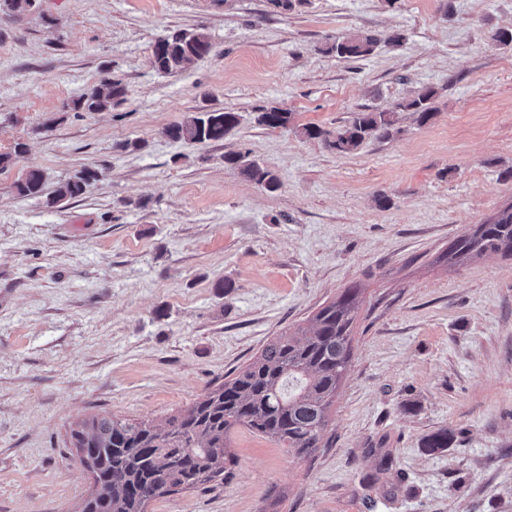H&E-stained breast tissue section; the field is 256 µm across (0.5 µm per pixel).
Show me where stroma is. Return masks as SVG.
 I'll return each instance as SVG.
<instances>
[{"label":"stroma","mask_w":512,"mask_h":512,"mask_svg":"<svg viewBox=\"0 0 512 512\" xmlns=\"http://www.w3.org/2000/svg\"><path fill=\"white\" fill-rule=\"evenodd\" d=\"M37 4L0 10V154L14 157L0 169V512H76L90 479L71 427L164 421L351 286L326 447L300 458L237 429L224 482L149 512H512V260H439L512 203V46L493 38L512 29V0ZM177 29L212 51L159 74L151 47ZM397 30L405 42L384 43ZM355 31L381 36L372 55L327 53ZM104 78L125 102L76 110ZM424 87L428 122L398 113L352 152L303 134ZM270 106L287 127L256 123ZM212 110L240 116L222 141L165 136ZM235 153L278 189L225 163ZM84 168L96 180L55 207L14 189L38 170L49 194ZM439 428L455 440L427 453ZM241 154H230L224 157L225 162L232 165L241 167L242 173L254 181L256 184L262 186L268 191H274L278 187L277 176L269 169L261 166L255 161H248Z\"/></svg>","instance_id":"obj_1"}]
</instances>
